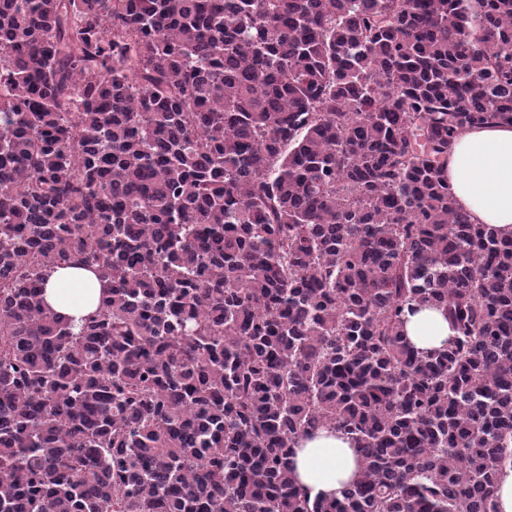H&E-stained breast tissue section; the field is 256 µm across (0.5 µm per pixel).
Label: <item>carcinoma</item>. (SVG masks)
<instances>
[{
    "mask_svg": "<svg viewBox=\"0 0 512 512\" xmlns=\"http://www.w3.org/2000/svg\"><path fill=\"white\" fill-rule=\"evenodd\" d=\"M493 123L512 0H0V512H497L512 233L446 176ZM101 282L93 269L82 267L57 268L49 273L44 283L46 303L56 312L66 314L75 322L89 313L95 312L105 293ZM82 292L78 301L63 299L67 293ZM406 335L421 350L443 348L454 335L442 311L423 307L415 314L407 315ZM291 458L296 478L311 496L332 498L358 475L355 445L342 433L322 428L300 440Z\"/></svg>",
    "mask_w": 512,
    "mask_h": 512,
    "instance_id": "cac0c4a2",
    "label": "carcinoma"
}]
</instances>
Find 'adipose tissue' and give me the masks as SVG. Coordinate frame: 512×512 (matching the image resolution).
I'll return each instance as SVG.
<instances>
[{
    "label": "adipose tissue",
    "instance_id": "ef3b65f1",
    "mask_svg": "<svg viewBox=\"0 0 512 512\" xmlns=\"http://www.w3.org/2000/svg\"><path fill=\"white\" fill-rule=\"evenodd\" d=\"M447 174L457 207L473 223L512 231V125L464 129L449 150ZM103 295L102 282L88 268L54 269L44 283L46 303L77 320L95 312ZM405 330L423 350L443 348L453 335L434 307L410 315ZM292 462L297 480L314 496H336L358 474L354 444L328 428L300 441Z\"/></svg>",
    "mask_w": 512,
    "mask_h": 512
}]
</instances>
